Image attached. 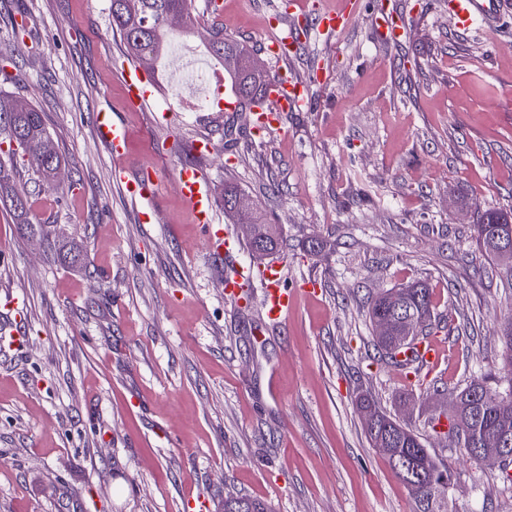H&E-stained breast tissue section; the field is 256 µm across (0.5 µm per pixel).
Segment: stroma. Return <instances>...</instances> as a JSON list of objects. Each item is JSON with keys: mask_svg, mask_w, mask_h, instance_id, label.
I'll list each match as a JSON object with an SVG mask.
<instances>
[{"mask_svg": "<svg viewBox=\"0 0 512 512\" xmlns=\"http://www.w3.org/2000/svg\"><path fill=\"white\" fill-rule=\"evenodd\" d=\"M381 1L349 0L341 31L312 33L281 61L267 53L279 0H193L194 26L172 47L195 55L219 29L265 69L325 77L306 108L258 135L246 111H175L167 77L155 103L129 106L110 0H0V93L43 112L62 158L38 188L18 162L16 184L35 188L38 221L87 252L80 266L59 261L0 202V512H197L200 492L212 512L228 495L271 512H413L367 440L362 392L447 460L451 512H512L500 469L429 424L501 368L512 294L473 226L480 210L512 208V44L496 38L512 34V2L464 30L444 0H389L407 35L388 43ZM168 106L171 122L158 120ZM101 111L128 133L122 157L96 133ZM197 140L212 153H191ZM147 163L161 180L151 224L123 188ZM184 165L207 175L223 230L245 234L224 214L228 185L279 225L288 287L317 279L286 322H267L260 281L246 301L225 299L228 264L206 252L177 191ZM416 280L433 290L444 349L414 383L377 364L365 311Z\"/></svg>", "mask_w": 512, "mask_h": 512, "instance_id": "35a3bbf8", "label": "stroma"}]
</instances>
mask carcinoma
Listing matches in <instances>:
<instances>
[{"label":"carcinoma","mask_w":512,"mask_h":512,"mask_svg":"<svg viewBox=\"0 0 512 512\" xmlns=\"http://www.w3.org/2000/svg\"><path fill=\"white\" fill-rule=\"evenodd\" d=\"M190 4L191 0H111L112 25L135 59L150 63L163 57L168 50L169 42L165 37L167 14L175 12L188 19ZM210 53L233 74L242 108H251L264 96L267 75L251 70L252 54L246 46L224 37L222 31L217 30L213 34ZM0 140L17 145L38 181L49 183L54 180L61 160L37 109L0 95ZM239 195L236 187H224V211L240 224L254 225V236L248 239L252 255L260 257L275 252L280 240L277 225L266 223L257 211L243 214L236 210L234 199ZM30 197L31 192L15 188L11 166L0 161V200L10 202L19 233L41 237L64 262L82 263L85 255L74 238L57 235L53 224L31 221ZM510 219L511 212L488 208L474 226L482 252L494 262L498 258L492 241L497 234L509 229L507 221ZM408 313L422 320L418 335L409 339L401 335L400 328L401 317ZM381 315L390 317L393 326L389 335L376 337L379 362L406 376L410 372L409 360L399 358V354L412 342L431 335L434 321L432 288L424 282H415L380 292L368 302L366 317L372 322ZM501 340L505 348L503 363L509 372L508 392L494 386L492 375L476 376L457 393V411L448 418L450 431L464 435V441H455L454 447L471 459L475 455L469 449L480 448L486 453L489 439H499L512 448V335L503 336ZM357 406L364 413L366 434L372 446L387 458L393 474L414 500L415 512H448L443 485L445 481L451 482L448 464L433 456L418 435L387 415L371 396L361 395ZM224 512H268V508L258 500L226 496Z\"/></svg>","instance_id":"cac0c4a2"}]
</instances>
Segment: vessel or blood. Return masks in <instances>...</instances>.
Returning a JSON list of instances; mask_svg holds the SVG:
<instances>
[{
    "mask_svg": "<svg viewBox=\"0 0 512 512\" xmlns=\"http://www.w3.org/2000/svg\"><path fill=\"white\" fill-rule=\"evenodd\" d=\"M501 0H450L449 9L456 24L464 28L485 25L500 13ZM288 10L300 20V27L284 29L281 36L270 46L274 56L293 55L304 38V26H312L320 32L334 34L340 31L350 18L348 0H337L334 8L321 6L319 0H290ZM124 90L127 102L135 107L149 105L156 87L154 76L143 68L134 66L125 71ZM212 79L216 84L213 106L227 112L239 109L230 74L213 70ZM319 75H312L310 81L284 78L280 73H272L267 86V97L263 104L252 107L251 112L256 130H264L277 125L282 113L305 105L311 83L319 82ZM98 133L111 146L113 155H122L126 147L124 130L109 117L99 116ZM176 184L183 201L190 209L196 223L209 230L208 246L211 254L228 256L234 254L237 245L230 238L221 237L212 231L214 197L204 173L196 168L185 166L176 174ZM125 190L128 195L150 199L155 197L158 185L150 176H138L127 180ZM260 276L265 284V311L269 320L283 322L288 318L296 302L297 292L288 288L282 280V265L278 262L267 264L259 270L236 264L227 268L224 274V294L235 298L240 288L253 276Z\"/></svg>",
    "mask_w": 512,
    "mask_h": 512,
    "instance_id": "obj_1",
    "label": "vessel or blood"
}]
</instances>
